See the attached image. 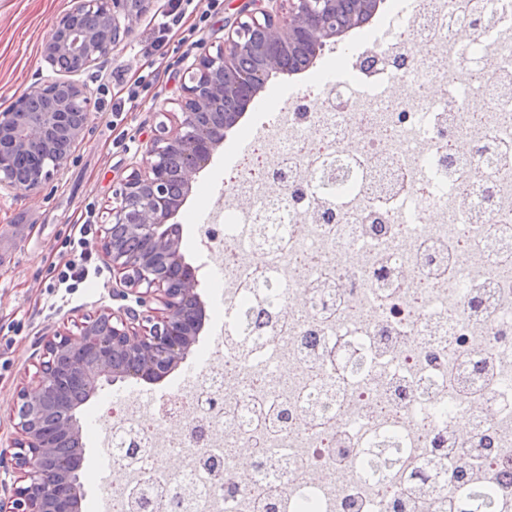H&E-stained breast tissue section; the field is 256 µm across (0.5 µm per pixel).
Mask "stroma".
I'll return each instance as SVG.
<instances>
[{
  "mask_svg": "<svg viewBox=\"0 0 512 512\" xmlns=\"http://www.w3.org/2000/svg\"><path fill=\"white\" fill-rule=\"evenodd\" d=\"M210 0H194L183 27L160 51H152L156 21L167 12L169 0H146L129 34L111 60L93 69L84 80L96 110L84 140L63 173L51 178L39 198L0 196V249L12 257L0 265V445L17 436L14 407L21 389L34 385L42 358V338L61 330L77 333L86 317L112 306V270L99 254L103 226L109 221L113 196L122 180L142 167L147 145L159 122L173 123L181 110L180 71L201 41L222 43L225 24L238 0H223L211 19L203 14ZM70 0H0V112L14 97L32 90L42 66L40 49L56 17ZM123 82H114V72ZM138 94L126 104L121 121L111 124L113 102L128 86ZM246 122L230 130L212 162L193 174V192L176 220L183 228L181 251L198 266L199 291L207 308L215 300L207 279L214 256L197 248L202 223H191L190 213L205 214L224 192L225 157L242 136ZM85 218L84 245L89 277L62 289L57 273L71 257L69 242L76 218Z\"/></svg>",
  "mask_w": 512,
  "mask_h": 512,
  "instance_id": "35a3bbf8",
  "label": "stroma"
}]
</instances>
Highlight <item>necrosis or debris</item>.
Segmentation results:
<instances>
[{"instance_id": "1", "label": "necrosis or debris", "mask_w": 512, "mask_h": 512, "mask_svg": "<svg viewBox=\"0 0 512 512\" xmlns=\"http://www.w3.org/2000/svg\"><path fill=\"white\" fill-rule=\"evenodd\" d=\"M414 42L428 53L412 57ZM316 84L318 110L287 96L251 131L207 213L222 227L214 346L170 396L114 398L113 427L89 417L117 477L97 512H133L134 491L164 490L177 473L202 491L195 512H268L273 501L294 512L305 498L316 512H389L390 492L435 454L416 429L428 406L447 407L448 441L479 432L485 463L468 478L498 484V512H512V261L502 254L512 247V0H411L402 32L352 50L345 76ZM475 98L484 112L471 111ZM327 157L381 178L386 205L365 182L325 219L311 176ZM272 218L278 239L256 250L255 229ZM264 270L287 286L288 305L259 316L244 357L225 318ZM484 289L489 317L470 305ZM348 344L375 356L364 376L323 366ZM313 384L334 403L333 424L306 413ZM186 417L195 436L159 429ZM394 429L406 451L380 484L358 455ZM103 472L86 479L100 485Z\"/></svg>"}]
</instances>
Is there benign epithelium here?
I'll list each match as a JSON object with an SVG mask.
<instances>
[{
    "label": "benign epithelium",
    "mask_w": 512,
    "mask_h": 512,
    "mask_svg": "<svg viewBox=\"0 0 512 512\" xmlns=\"http://www.w3.org/2000/svg\"><path fill=\"white\" fill-rule=\"evenodd\" d=\"M144 2L71 0L57 16L41 48L39 83L0 113V193L37 194L65 169L95 109L83 75L111 58ZM239 2L224 42H201L184 67L180 119L160 125L142 170L115 193L99 252L122 305L86 320L78 337L56 330L45 338L37 384L19 397L18 438L0 448V471L19 470L27 481L13 488L9 512H77L82 467L61 442L80 437L82 407L107 385L157 383L191 353L205 306L196 269L167 223L192 191L189 175L212 161L224 132L264 89L239 90L241 54H254L269 79L288 74L284 57L298 44L340 42L350 30L336 24L341 0Z\"/></svg>",
    "instance_id": "1"
}]
</instances>
